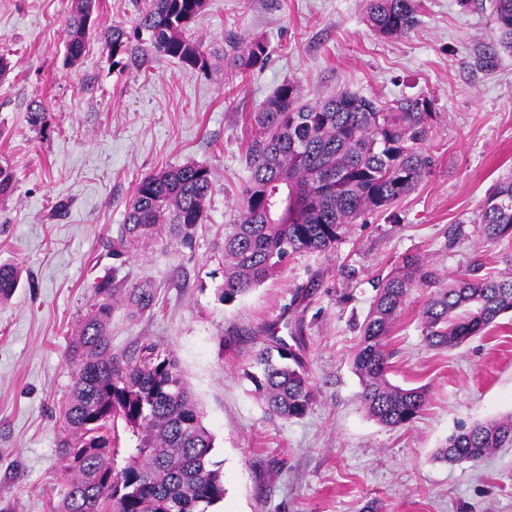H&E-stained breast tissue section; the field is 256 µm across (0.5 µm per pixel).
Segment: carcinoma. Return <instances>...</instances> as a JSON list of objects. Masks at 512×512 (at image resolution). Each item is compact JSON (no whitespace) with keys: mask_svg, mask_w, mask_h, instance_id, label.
Listing matches in <instances>:
<instances>
[{"mask_svg":"<svg viewBox=\"0 0 512 512\" xmlns=\"http://www.w3.org/2000/svg\"><path fill=\"white\" fill-rule=\"evenodd\" d=\"M138 19L128 28L112 24L104 39L112 67L145 70L152 58L175 60L206 72L216 51L190 30L206 0H136ZM96 0H74L67 23L65 62L82 56L93 26ZM365 20L376 33L402 36L419 22L417 0H366ZM500 43L512 49V0H495ZM269 58L260 38L232 35L224 62L244 74ZM426 97L380 105L341 90L311 103L298 86L283 82L254 114L247 150L249 177L241 193L242 213L224 225V283L218 300L231 304L274 277L297 253L336 247L366 214L383 213L432 173L426 148L434 121ZM214 187L211 170L185 163L140 179L126 207L124 224L107 248L115 258L162 236L189 246L206 222ZM479 232L490 243L512 240V176L500 179L480 205ZM476 259L466 273L447 279L423 257L405 255L373 279L375 296L359 327L352 369L361 403L378 423L405 427L424 410L425 387L402 388L387 379V338L409 291L431 288L419 313L423 341L451 350L512 311V273L492 277ZM23 270L0 265V301L22 284ZM112 276L94 285V303L71 342L67 368L72 386L62 407L68 458L65 487L56 512H209L224 498L222 473L210 461L213 437L204 425L172 353L151 344L126 355L112 353L109 321L116 301ZM130 314L155 306L150 283L131 289ZM291 340L270 336L256 356L259 373L248 374L270 413L284 419L306 415L316 399L298 333ZM122 419L135 438L127 465L112 469L111 426ZM512 447V414L477 423L448 437L438 457L450 463L482 461Z\"/></svg>","mask_w":512,"mask_h":512,"instance_id":"cac0c4a2","label":"carcinoma"}]
</instances>
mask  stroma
<instances>
[{
    "mask_svg": "<svg viewBox=\"0 0 512 512\" xmlns=\"http://www.w3.org/2000/svg\"><path fill=\"white\" fill-rule=\"evenodd\" d=\"M72 0H0V263L25 279L0 302V512H53L64 489L59 411L71 392L66 351L114 269L129 291L151 282L157 304L130 316L115 306L112 351L149 342L173 352L214 435L224 474L216 512H512V448L451 464L449 435L512 414V314L452 350L425 346L418 314L430 291L412 289L389 336L392 383L428 386L425 411L405 428L371 419L351 356L375 291L372 279L418 254L450 277L482 257L512 271V242L486 243L475 220L487 190L512 175V52L498 41L493 0H422L419 23L383 37L365 0H207L194 28L212 48L227 32L264 39L269 59L245 74L216 57L208 72L168 59L144 72L112 67L104 34L133 25V0H97L96 26L76 65L64 63ZM303 101L347 89L380 102L427 97L436 117L433 173L384 214L354 224L336 248L298 253L277 277L226 305L224 226L239 213L253 116L284 81ZM43 104L44 128L28 107ZM195 162L215 187L191 245H138L116 260L104 244L124 222L146 174ZM466 237L449 240V225ZM319 287L298 309L296 291ZM301 310L304 360L316 400L300 419L271 414L248 373L266 329Z\"/></svg>",
    "mask_w": 512,
    "mask_h": 512,
    "instance_id": "1",
    "label": "stroma"
}]
</instances>
